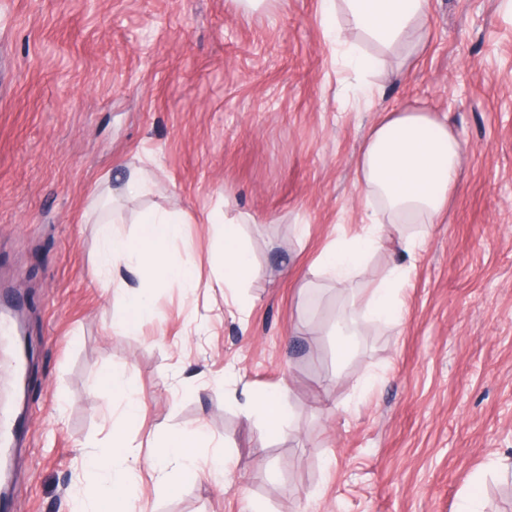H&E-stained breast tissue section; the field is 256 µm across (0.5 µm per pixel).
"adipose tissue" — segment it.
<instances>
[{
    "label": "adipose tissue",
    "instance_id": "adipose-tissue-1",
    "mask_svg": "<svg viewBox=\"0 0 512 512\" xmlns=\"http://www.w3.org/2000/svg\"><path fill=\"white\" fill-rule=\"evenodd\" d=\"M344 8L353 29L384 47L401 42L422 21L429 0H321L325 18ZM462 147L446 124L421 108L391 112L372 129L357 158L358 185L362 193L376 201L360 234L340 238L325 248L317 269L343 285L367 274L372 251L386 239L395 237L408 254L423 250L426 236L407 232L410 224H436L448 208L449 195L458 177ZM208 223L221 224L224 254V285L236 288L251 280L256 269L247 249L238 239L235 224L222 223L218 213H210ZM100 251L94 276L102 286L120 295L123 316L115 329H124L149 312L151 295L161 281L183 287L198 285L190 262L172 260V250L182 236V225L170 213L153 210L139 222L136 240L112 230L108 217L98 220ZM408 284V271L397 265L378 277L377 285L364 298L351 301L344 326L350 336L359 324L375 320H395L400 315L397 295ZM348 340L342 348H349ZM108 381L122 404V417L114 422L107 449L88 456V467L97 478V489L85 512H138L142 490L140 456L126 449L125 427L138 419L144 400L139 391L115 372ZM204 435L199 431H163L158 445L159 467L151 477L165 485L171 473L188 476L194 472L193 448Z\"/></svg>",
    "mask_w": 512,
    "mask_h": 512
}]
</instances>
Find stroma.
Here are the masks:
<instances>
[{"instance_id":"35a3bbf8","label":"stroma","mask_w":512,"mask_h":512,"mask_svg":"<svg viewBox=\"0 0 512 512\" xmlns=\"http://www.w3.org/2000/svg\"><path fill=\"white\" fill-rule=\"evenodd\" d=\"M319 0H0V313L22 323L25 427L5 512H77L96 478L75 448L108 446L124 370L142 393L128 428H202L193 478L142 512H512V0H429L381 71L347 67ZM374 89L363 100L358 87ZM413 105L463 147L442 221L414 256L384 242L370 276L310 268L360 233L356 156L385 111ZM153 184L120 195L129 167ZM116 190L115 233L142 212L186 225L176 257L200 286L164 284L116 333L94 280L95 194ZM258 269L224 286L212 211ZM410 270L398 322L360 327L336 354V315L374 275ZM288 390L291 424L249 399Z\"/></svg>"}]
</instances>
